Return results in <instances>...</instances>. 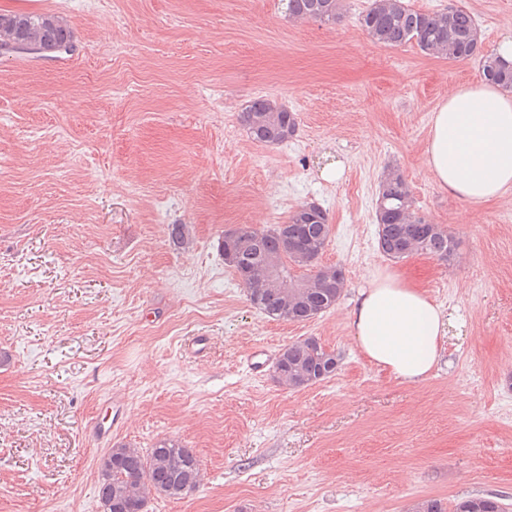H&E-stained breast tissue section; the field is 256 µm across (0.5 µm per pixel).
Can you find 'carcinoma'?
I'll return each instance as SVG.
<instances>
[{
  "mask_svg": "<svg viewBox=\"0 0 512 512\" xmlns=\"http://www.w3.org/2000/svg\"><path fill=\"white\" fill-rule=\"evenodd\" d=\"M288 16L295 20L337 23L345 17L343 0H288ZM371 40L384 47L415 44L426 54L450 61L479 59L484 77L512 93V64L485 52L473 16L450 7L432 13L418 12L404 0H373L358 15ZM40 43L49 53H67L74 33L54 14L0 13V50L21 54ZM249 136L260 143L280 145L293 137L296 114L276 101L258 97L241 113ZM375 218L377 247L392 261L424 253L448 262L458 242L439 224H424L417 215L409 186L396 170L384 176L379 188ZM330 234L327 213L315 203L298 207L285 224L259 231L247 224L224 233L220 250L246 288L250 304L259 312L282 321L302 323L333 308L346 286L339 266L313 270ZM169 243L183 248L190 243L185 224L169 228ZM284 256V275L273 274L275 259ZM336 352L312 338L286 346L280 354L278 377L292 388L313 385L335 374ZM201 481V463L188 448L159 441L143 451L117 445L100 459L99 499L116 501L118 512H138L139 502L153 496L180 498ZM452 512H505L499 497L470 495L453 502Z\"/></svg>",
  "mask_w": 512,
  "mask_h": 512,
  "instance_id": "1",
  "label": "carcinoma"
}]
</instances>
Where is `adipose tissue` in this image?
Returning <instances> with one entry per match:
<instances>
[{
    "instance_id": "adipose-tissue-1",
    "label": "adipose tissue",
    "mask_w": 512,
    "mask_h": 512,
    "mask_svg": "<svg viewBox=\"0 0 512 512\" xmlns=\"http://www.w3.org/2000/svg\"><path fill=\"white\" fill-rule=\"evenodd\" d=\"M426 166L438 187L470 204L512 189V95L480 81L455 88L430 116ZM449 319L424 290L395 272L375 271L350 315L359 350L407 382L427 379Z\"/></svg>"
}]
</instances>
